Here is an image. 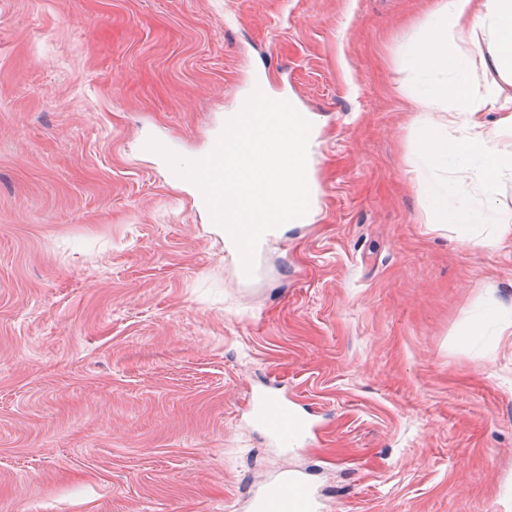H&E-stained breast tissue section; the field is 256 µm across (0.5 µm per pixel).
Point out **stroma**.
I'll list each match as a JSON object with an SVG mask.
<instances>
[{
  "label": "stroma",
  "mask_w": 512,
  "mask_h": 512,
  "mask_svg": "<svg viewBox=\"0 0 512 512\" xmlns=\"http://www.w3.org/2000/svg\"><path fill=\"white\" fill-rule=\"evenodd\" d=\"M442 0H0V512H512V229L430 224L410 60ZM309 113V223L252 276L194 184L256 79ZM316 408L283 447L249 395ZM252 512H320V500L298 476L284 478L250 501Z\"/></svg>",
  "instance_id": "1"
}]
</instances>
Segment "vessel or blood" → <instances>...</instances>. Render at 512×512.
<instances>
[{
    "mask_svg": "<svg viewBox=\"0 0 512 512\" xmlns=\"http://www.w3.org/2000/svg\"><path fill=\"white\" fill-rule=\"evenodd\" d=\"M250 409L257 424L282 444L302 446L315 429L307 411L269 392L252 396ZM250 507L251 512H321L318 497L297 476L284 478L280 485L252 499Z\"/></svg>",
    "mask_w": 512,
    "mask_h": 512,
    "instance_id": "b4317fda",
    "label": "vessel or blood"
}]
</instances>
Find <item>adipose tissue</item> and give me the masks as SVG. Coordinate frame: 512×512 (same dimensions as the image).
<instances>
[{"label":"adipose tissue","mask_w":512,"mask_h":512,"mask_svg":"<svg viewBox=\"0 0 512 512\" xmlns=\"http://www.w3.org/2000/svg\"><path fill=\"white\" fill-rule=\"evenodd\" d=\"M463 42L477 46V53L459 52ZM413 62L431 77L414 129L420 159L435 168L460 158L486 196H493L498 179L512 174V150L499 145L502 137H512V0H445ZM488 106L503 114L491 126L479 117ZM438 110L447 112L457 136L432 121Z\"/></svg>","instance_id":"obj_1"}]
</instances>
